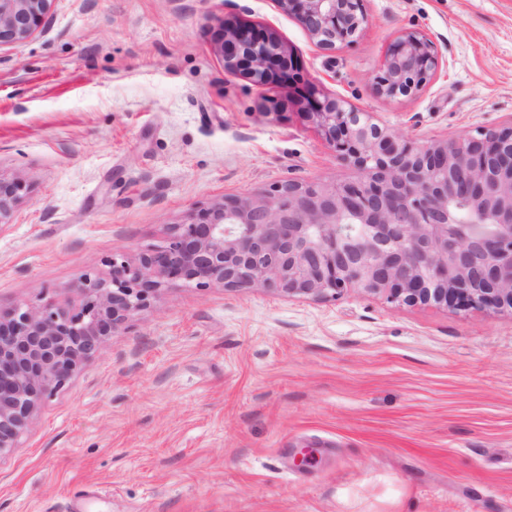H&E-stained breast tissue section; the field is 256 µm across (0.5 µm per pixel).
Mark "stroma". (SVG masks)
I'll use <instances>...</instances> for the list:
<instances>
[{
  "mask_svg": "<svg viewBox=\"0 0 512 512\" xmlns=\"http://www.w3.org/2000/svg\"><path fill=\"white\" fill-rule=\"evenodd\" d=\"M365 8L328 56L276 0H55L0 47V178L24 182L0 308L63 298L224 197L353 178L287 90L225 71L224 21L275 31L299 87L411 143L512 123V0ZM408 31L445 64L378 96ZM0 512H512V313L171 286L0 459Z\"/></svg>",
  "mask_w": 512,
  "mask_h": 512,
  "instance_id": "obj_1",
  "label": "stroma"
}]
</instances>
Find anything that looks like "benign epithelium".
Returning a JSON list of instances; mask_svg holds the SVG:
<instances>
[{"instance_id": "obj_1", "label": "benign epithelium", "mask_w": 512, "mask_h": 512, "mask_svg": "<svg viewBox=\"0 0 512 512\" xmlns=\"http://www.w3.org/2000/svg\"><path fill=\"white\" fill-rule=\"evenodd\" d=\"M53 2L0 0V46L45 29ZM364 2L277 0L326 54L362 33ZM215 51L228 72L292 89L355 178L226 197L172 225L136 259L113 257L108 276L85 271L71 298L0 311V459L104 340L171 285L321 300L357 291L399 305L512 311V126L413 145L341 97L296 90L297 63L273 32L226 22ZM442 65L429 37L406 32L374 90L412 97ZM22 189L0 180V224Z\"/></svg>"}]
</instances>
